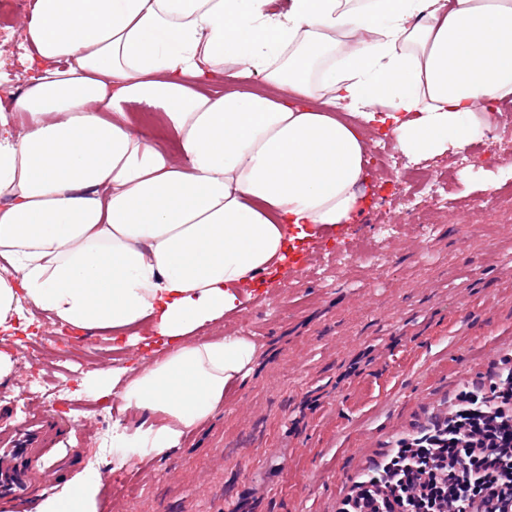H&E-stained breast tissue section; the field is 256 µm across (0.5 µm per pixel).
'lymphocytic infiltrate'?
<instances>
[{"label": "lymphocytic infiltrate", "instance_id": "1", "mask_svg": "<svg viewBox=\"0 0 512 512\" xmlns=\"http://www.w3.org/2000/svg\"><path fill=\"white\" fill-rule=\"evenodd\" d=\"M471 398L469 409L457 411L440 442L424 440L398 451L392 493L383 496L365 487L357 502L347 503L346 512H430L443 502L451 512H487L491 507L512 512V477L501 469V460L512 447V429H498L483 420V392H472ZM441 457L455 464L447 484L432 480L413 490L405 478L407 470L434 472Z\"/></svg>", "mask_w": 512, "mask_h": 512}]
</instances>
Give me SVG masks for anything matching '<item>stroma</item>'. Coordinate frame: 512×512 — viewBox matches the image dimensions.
Segmentation results:
<instances>
[{
  "label": "stroma",
  "instance_id": "obj_1",
  "mask_svg": "<svg viewBox=\"0 0 512 512\" xmlns=\"http://www.w3.org/2000/svg\"><path fill=\"white\" fill-rule=\"evenodd\" d=\"M20 18L7 14L10 33L0 38V74L15 93L33 74ZM500 111L494 141L422 162L443 184L447 208L406 214L372 167L368 213L320 241L287 287L257 294L221 326L257 344L252 372L223 411L170 458L116 472L118 488L106 490L112 512H342L360 474L392 454L400 433L497 382L501 356H512V178L498 176L512 163V103ZM381 224L395 227L383 260L353 255ZM0 351L16 360L0 381V430L35 416L63 427L41 459L46 468L58 448L79 469L111 459V400L89 396L53 356L33 360L11 338ZM150 353L116 351L110 335L84 331L74 356L89 374ZM36 378L70 389L50 403L28 392Z\"/></svg>",
  "mask_w": 512,
  "mask_h": 512
}]
</instances>
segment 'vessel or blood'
Here are the masks:
<instances>
[{
	"label": "vessel or blood",
	"mask_w": 512,
	"mask_h": 512,
	"mask_svg": "<svg viewBox=\"0 0 512 512\" xmlns=\"http://www.w3.org/2000/svg\"><path fill=\"white\" fill-rule=\"evenodd\" d=\"M43 450L36 431L24 429L17 435H0V496L20 501L26 498L32 483L45 486L55 484L62 476L65 459H58L49 471L36 468Z\"/></svg>",
	"instance_id": "1"
}]
</instances>
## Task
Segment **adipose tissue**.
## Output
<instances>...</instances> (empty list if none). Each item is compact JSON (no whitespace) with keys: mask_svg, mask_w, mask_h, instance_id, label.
<instances>
[{"mask_svg":"<svg viewBox=\"0 0 512 512\" xmlns=\"http://www.w3.org/2000/svg\"><path fill=\"white\" fill-rule=\"evenodd\" d=\"M23 25L42 68L0 108V328L25 303L161 340L85 382L116 406V471L178 451L249 375L254 342L213 329L348 226L370 133L459 153L512 101V0H35ZM109 509L92 465L36 505Z\"/></svg>","mask_w":512,"mask_h":512,"instance_id":"1","label":"adipose tissue"}]
</instances>
